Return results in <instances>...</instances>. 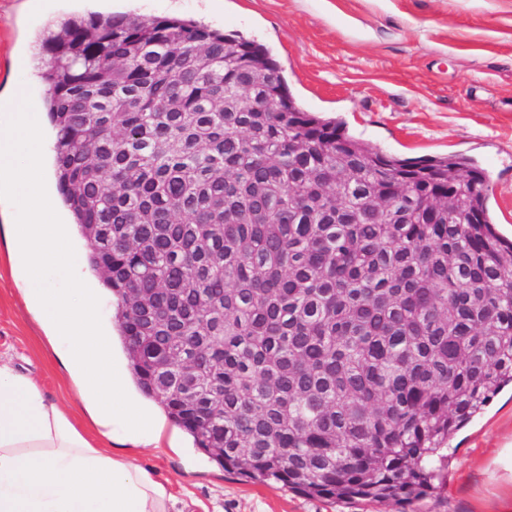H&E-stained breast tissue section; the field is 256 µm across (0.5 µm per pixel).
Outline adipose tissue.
I'll list each match as a JSON object with an SVG mask.
<instances>
[{"instance_id": "ef3b65f1", "label": "adipose tissue", "mask_w": 512, "mask_h": 512, "mask_svg": "<svg viewBox=\"0 0 512 512\" xmlns=\"http://www.w3.org/2000/svg\"><path fill=\"white\" fill-rule=\"evenodd\" d=\"M0 117V183L13 191L23 221L11 225L12 248L25 261L19 280L28 307L67 369L75 398L98 434L134 447L168 444L165 418L138 407L114 364L98 308L85 288H59L45 276L46 249L66 239L41 208L44 152L37 106L14 86ZM168 480L132 457L96 447L66 407L47 401L30 376L0 354V512H170Z\"/></svg>"}]
</instances>
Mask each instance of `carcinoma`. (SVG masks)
<instances>
[{
	"instance_id": "cac0c4a2",
	"label": "carcinoma",
	"mask_w": 512,
	"mask_h": 512,
	"mask_svg": "<svg viewBox=\"0 0 512 512\" xmlns=\"http://www.w3.org/2000/svg\"><path fill=\"white\" fill-rule=\"evenodd\" d=\"M41 64L58 188L137 388L247 480L434 492L444 445L512 386V242L480 170L372 150L262 45L191 20L70 17Z\"/></svg>"
}]
</instances>
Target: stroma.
Instances as JSON below:
<instances>
[{"label": "stroma", "instance_id": "obj_1", "mask_svg": "<svg viewBox=\"0 0 512 512\" xmlns=\"http://www.w3.org/2000/svg\"><path fill=\"white\" fill-rule=\"evenodd\" d=\"M133 13L191 19L263 45L306 111L342 121L348 133L399 158L462 155L488 183L497 230L512 239V0H0V91L19 83L42 101L45 84L31 42L49 20L74 14ZM17 215L0 190V351L35 378L47 399L65 403L66 376L17 290V262L3 236ZM68 261L52 265L61 286L81 277L101 297L103 326L115 328V300L88 267L77 232ZM178 451L140 448L137 463L192 491L203 512H501L512 472L495 461L512 444V391L449 441L444 486L411 503L310 498L282 483H253L225 471L179 436Z\"/></svg>", "mask_w": 512, "mask_h": 512}]
</instances>
